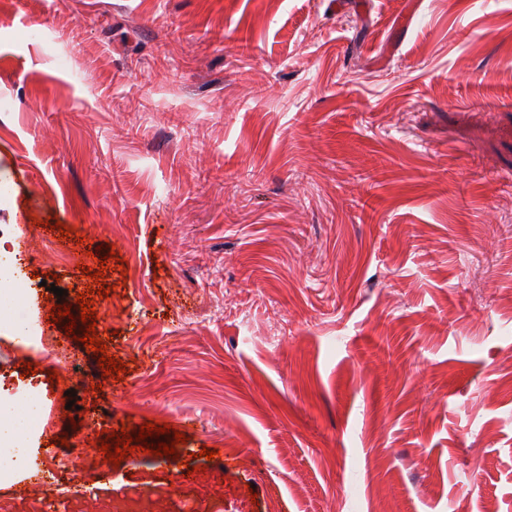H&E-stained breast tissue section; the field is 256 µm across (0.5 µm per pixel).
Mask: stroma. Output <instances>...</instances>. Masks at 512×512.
<instances>
[{"label": "stroma", "mask_w": 512, "mask_h": 512, "mask_svg": "<svg viewBox=\"0 0 512 512\" xmlns=\"http://www.w3.org/2000/svg\"><path fill=\"white\" fill-rule=\"evenodd\" d=\"M0 227L25 456L187 438L0 512H512V0H0Z\"/></svg>", "instance_id": "stroma-1"}]
</instances>
